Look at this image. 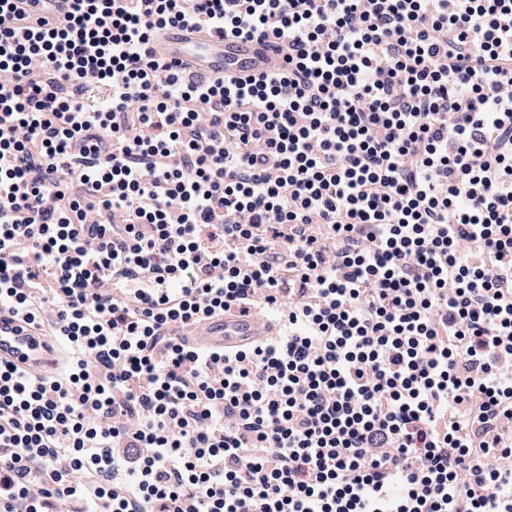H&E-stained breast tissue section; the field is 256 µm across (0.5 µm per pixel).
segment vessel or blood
I'll return each instance as SVG.
<instances>
[{
  "label": "vessel or blood",
  "instance_id": "vessel-or-blood-1",
  "mask_svg": "<svg viewBox=\"0 0 512 512\" xmlns=\"http://www.w3.org/2000/svg\"><path fill=\"white\" fill-rule=\"evenodd\" d=\"M151 50L155 56L186 64L188 76L197 81L231 72L258 78L282 63L279 53L261 41L209 35L191 25L155 32ZM277 333V323L269 318L228 315L197 321L179 330L189 345L210 350L238 349ZM0 362L16 365L34 377H46L61 367L63 354L59 344L26 317L0 311Z\"/></svg>",
  "mask_w": 512,
  "mask_h": 512
}]
</instances>
